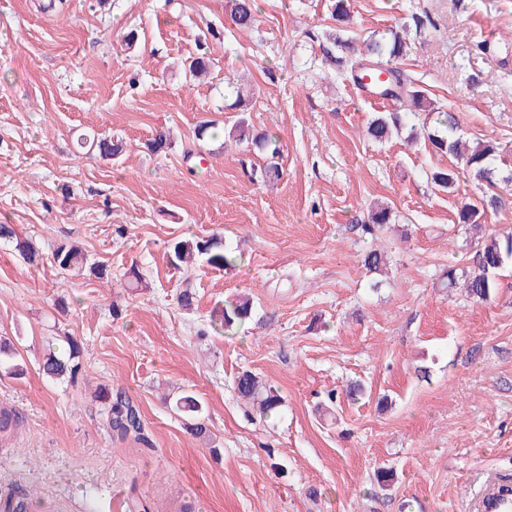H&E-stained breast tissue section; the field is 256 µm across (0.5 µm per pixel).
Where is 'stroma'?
I'll use <instances>...</instances> for the list:
<instances>
[{
    "mask_svg": "<svg viewBox=\"0 0 512 512\" xmlns=\"http://www.w3.org/2000/svg\"><path fill=\"white\" fill-rule=\"evenodd\" d=\"M349 4L354 32L403 31V68L467 140L512 150V0ZM256 5L241 30L228 0H0V223L39 252L31 264L0 242V338L24 368L0 370V409L22 416L0 434V496L33 493V512H475L488 479L512 478V265L486 302L440 285L473 263L457 209L482 186L453 157L368 138L396 105L327 62L330 0ZM202 54L209 76L187 81ZM237 80L252 128L280 140L275 184L251 179L267 156L196 138L200 121L232 123ZM159 129L172 143L154 155ZM97 134L126 152L79 146ZM451 167L456 186L440 190L431 174ZM377 201L392 216L371 236L361 225ZM213 233L239 246V266L170 264L173 241ZM64 243L108 278L60 270ZM374 248L389 257L379 275L362 263ZM244 293L255 321L210 333L211 309ZM68 336L74 383L40 369L47 342ZM244 370L281 393L275 418L239 399ZM107 389L136 405L144 440L107 429ZM185 391L206 406V435L172 405Z\"/></svg>",
    "mask_w": 512,
    "mask_h": 512,
    "instance_id": "obj_1",
    "label": "stroma"
}]
</instances>
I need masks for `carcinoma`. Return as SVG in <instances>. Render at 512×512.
<instances>
[{
	"instance_id": "obj_1",
	"label": "carcinoma",
	"mask_w": 512,
	"mask_h": 512,
	"mask_svg": "<svg viewBox=\"0 0 512 512\" xmlns=\"http://www.w3.org/2000/svg\"><path fill=\"white\" fill-rule=\"evenodd\" d=\"M230 18L239 29H249L256 23L255 0H229ZM333 17L338 22L336 32L328 34V39L341 51L340 56H329V60L339 65L343 62V54L356 57L354 64L359 60H368L385 67L389 73V80L383 86L382 96L394 100L402 111L380 113L374 116L367 126L368 136L377 141L385 142L403 130H409L406 139L413 142L420 136L416 126H407L406 119L418 112H432L435 105L427 98L425 91L414 86V81L399 67V61L407 54L408 45L396 32L389 35L376 32L362 40L363 49L357 48V37L349 34L347 24L351 23V14L347 7V0H335ZM459 129V119L453 112H437L436 126L425 129L424 134L434 150L447 154L462 162L463 170L469 177L494 189L499 183L512 182V165L505 163L501 158L503 149L490 141H477L471 145L462 141V137L455 136ZM228 136L237 142H245L254 146L261 152L271 154L272 161L266 163L258 172V179L262 182H271L280 179L282 169L274 162L278 147L273 145L270 134H253L245 117H238L231 125ZM91 148L99 156L110 159L120 156L124 149L121 140L110 137H97L92 139ZM505 204V201L496 194H491L478 203L463 201L457 209L458 223L473 227L482 226V220L488 210H496ZM391 212L388 207L380 205L371 211L368 224L364 231L370 235L390 223ZM0 239L7 242H16V250L29 262H34L36 252L31 243L18 238L15 228L10 224H0ZM201 260L215 268L235 267L243 260V255L232 251L220 236L179 240L171 249L170 262L179 268L195 260ZM512 260V232L491 231L485 234L483 240L476 243L474 265L471 269L459 274L453 267L443 275L446 286L455 287L458 277H464V286L467 297L475 302L490 299L497 288L496 275L498 271ZM54 261L57 266L66 271L74 268L89 266V271L95 277L102 279L108 276L107 266L99 263H88L87 255L81 250L62 245L57 248ZM254 306L250 298L241 296L214 308L209 315L210 327L213 332L224 334L240 328L253 318ZM79 347L77 342L70 341L69 354L60 357L49 353L43 362L42 371L45 375L60 379L69 378L73 382L79 371ZM16 351L9 342L0 339V366L4 365L9 372L22 374L23 366L14 362ZM235 390L238 396L247 400L256 407L259 414L265 418L275 416L282 407L283 398L278 390L261 382L260 378L250 371H242L235 378ZM104 399V414L107 427L121 439L130 436L135 439L142 438V422L137 409L126 399L118 396ZM177 410L184 413L191 420L190 428L199 436L206 434L205 417L202 403L194 396L186 394L175 402ZM32 502L28 495L9 497L0 501V512H31Z\"/></svg>"
}]
</instances>
